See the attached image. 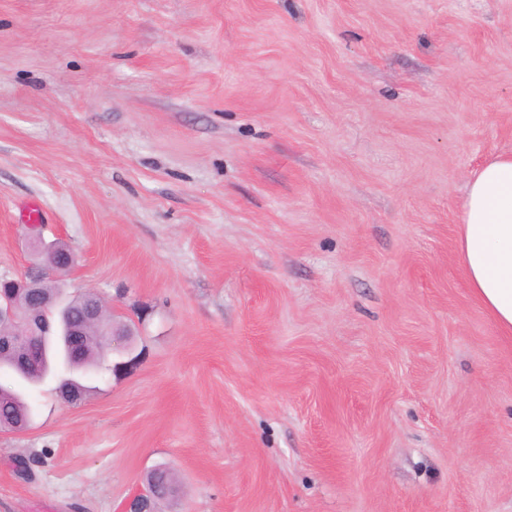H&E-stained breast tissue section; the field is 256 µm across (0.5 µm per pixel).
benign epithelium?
I'll list each match as a JSON object with an SVG mask.
<instances>
[{"label": "benign epithelium", "instance_id": "benign-epithelium-1", "mask_svg": "<svg viewBox=\"0 0 512 512\" xmlns=\"http://www.w3.org/2000/svg\"><path fill=\"white\" fill-rule=\"evenodd\" d=\"M29 247L33 256L31 269L20 280L4 278L1 283L10 288H21L29 294H36L41 285L43 275L50 271L69 269L75 263L72 253L56 246L53 243H46L41 236L34 235L29 239ZM106 303L88 311L83 327H74L70 330L53 318L51 313L41 302H35L23 310L16 307L14 299L7 290L0 291V351L11 352L24 337L34 340H46L56 336H72L73 356L78 357L82 353L81 337L87 335L88 328L96 324L102 309ZM132 336L126 324L114 320L112 329L102 333V338L112 344V350L116 351L125 347ZM155 496V489L148 487L145 491L133 495L123 506L122 512H132L131 505L134 501H140L143 509L141 512H153L151 509L152 499Z\"/></svg>", "mask_w": 512, "mask_h": 512}]
</instances>
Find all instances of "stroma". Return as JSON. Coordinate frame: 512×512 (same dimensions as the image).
<instances>
[{
	"instance_id": "1",
	"label": "stroma",
	"mask_w": 512,
	"mask_h": 512,
	"mask_svg": "<svg viewBox=\"0 0 512 512\" xmlns=\"http://www.w3.org/2000/svg\"><path fill=\"white\" fill-rule=\"evenodd\" d=\"M512 154V0H0V276L129 351L18 386L0 512H512V337L457 258ZM121 371H113L115 363ZM61 247L67 249L64 245ZM29 247L33 256V264L31 269L26 273L22 280H14L1 278V284L7 285L8 288H21L27 290L28 294L36 295L41 285L43 275L50 271H59L56 274H63L66 271L62 269H70L75 258L71 252L64 250L55 243H46L40 235H33L29 239ZM44 289L50 299H57L55 306L51 308L53 315L67 325L78 326L83 319L86 307L91 301L89 295L91 292L74 295L62 301L60 299L62 295L52 278L45 280Z\"/></svg>"
}]
</instances>
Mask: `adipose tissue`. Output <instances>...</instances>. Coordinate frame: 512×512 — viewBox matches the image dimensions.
<instances>
[{
    "mask_svg": "<svg viewBox=\"0 0 512 512\" xmlns=\"http://www.w3.org/2000/svg\"><path fill=\"white\" fill-rule=\"evenodd\" d=\"M458 257L473 298L512 336V155L472 176L460 216Z\"/></svg>",
    "mask_w": 512,
    "mask_h": 512,
    "instance_id": "adipose-tissue-1",
    "label": "adipose tissue"
}]
</instances>
